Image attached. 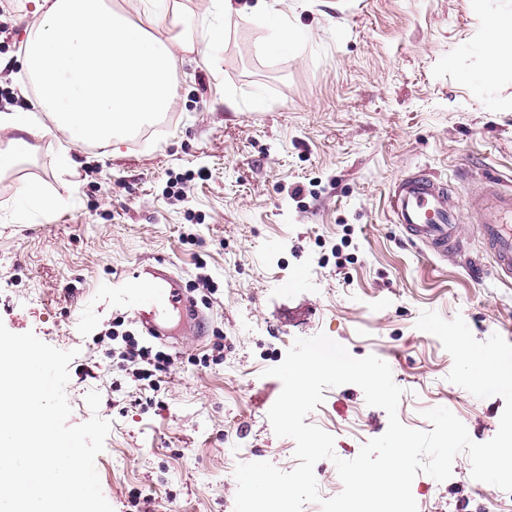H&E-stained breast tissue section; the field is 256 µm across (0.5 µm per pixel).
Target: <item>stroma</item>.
Here are the masks:
<instances>
[{
  "instance_id": "1",
  "label": "stroma",
  "mask_w": 512,
  "mask_h": 512,
  "mask_svg": "<svg viewBox=\"0 0 512 512\" xmlns=\"http://www.w3.org/2000/svg\"><path fill=\"white\" fill-rule=\"evenodd\" d=\"M299 46L269 51L249 12L222 19L211 59L182 54L165 131L119 146L68 144L46 131L27 164L0 176V322L77 350L66 394L69 424L91 416L89 391L111 430L96 459L114 512H234L239 450L293 469L295 443L268 412L280 380L267 376L296 338L323 333L356 358L387 362L404 393L401 423L429 429L422 410L444 406L471 440L495 436L500 397L448 382L452 358L416 327L422 311L462 316L478 340L512 343V282L499 281L476 224L462 253L438 256L407 241L389 195L424 172L467 213L484 189L512 192V74L478 90L488 18L512 19V0H279ZM30 0L0 23V113L35 105L23 64ZM233 99L228 109L225 99ZM71 157L60 163L61 152ZM50 208L21 211L27 184ZM164 263L191 285L214 286L202 337L150 340L123 298L125 282ZM171 355L157 398L112 360L115 317ZM223 360H215L216 351ZM311 412L354 458L388 427L358 386L324 389ZM418 512H512L458 454L443 482L418 474Z\"/></svg>"
}]
</instances>
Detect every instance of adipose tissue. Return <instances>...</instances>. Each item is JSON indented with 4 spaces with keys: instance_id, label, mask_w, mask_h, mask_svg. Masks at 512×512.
Listing matches in <instances>:
<instances>
[{
    "instance_id": "1",
    "label": "adipose tissue",
    "mask_w": 512,
    "mask_h": 512,
    "mask_svg": "<svg viewBox=\"0 0 512 512\" xmlns=\"http://www.w3.org/2000/svg\"><path fill=\"white\" fill-rule=\"evenodd\" d=\"M24 63L39 91L37 107L77 143H108L166 112L177 90L175 62L185 52L210 59L221 30L148 36L104 0H34ZM16 131L0 150V173L34 149L44 128L29 112L0 113Z\"/></svg>"
}]
</instances>
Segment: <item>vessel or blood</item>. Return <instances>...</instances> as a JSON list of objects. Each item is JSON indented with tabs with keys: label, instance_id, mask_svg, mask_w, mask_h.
<instances>
[{
	"label": "vessel or blood",
	"instance_id": "obj_1",
	"mask_svg": "<svg viewBox=\"0 0 512 512\" xmlns=\"http://www.w3.org/2000/svg\"><path fill=\"white\" fill-rule=\"evenodd\" d=\"M391 207L396 224L409 241L426 245L441 256L458 245L462 216L449 206L447 190L436 181L423 175L401 179L393 189ZM472 214L497 277L504 282L512 280V194L489 192L475 197ZM124 296L148 335H157L161 326L174 320L194 336L204 332V315L169 272L143 267L125 288Z\"/></svg>",
	"mask_w": 512,
	"mask_h": 512
}]
</instances>
